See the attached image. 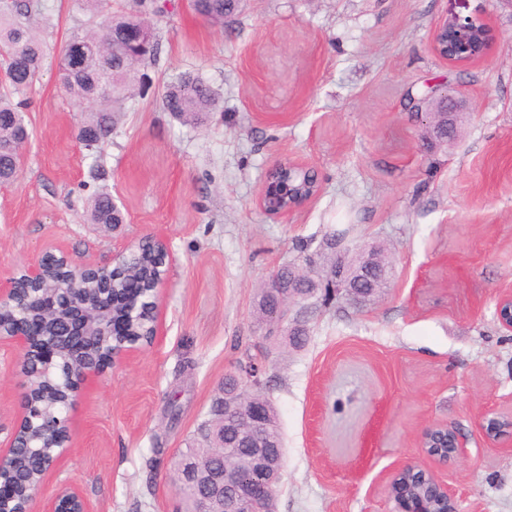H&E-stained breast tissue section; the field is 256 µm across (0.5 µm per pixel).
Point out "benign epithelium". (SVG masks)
I'll use <instances>...</instances> for the list:
<instances>
[{"label": "benign epithelium", "instance_id": "1", "mask_svg": "<svg viewBox=\"0 0 512 512\" xmlns=\"http://www.w3.org/2000/svg\"><path fill=\"white\" fill-rule=\"evenodd\" d=\"M452 28L456 47L454 51L469 49L471 39L477 29L487 30L484 24H478L471 19L453 17L440 21L432 33V45L435 53L449 62H456V58L442 52L439 43L442 32ZM432 101H441L449 112L457 114L462 111L464 103L459 93L444 88H437L431 92ZM259 209L273 219H286L299 208L301 204L291 201H270L267 191H262L258 198ZM151 243L162 255V263L157 266L150 290V301L147 307V317L151 319L150 338L153 343L160 335L159 304L165 288L170 280L171 262L167 242L160 236L149 235L137 243L127 247L113 258V266L89 263L82 266L75 265L64 251L46 250L36 261L20 269L12 276L0 280V307L16 310L21 318L18 323L5 330L0 327V344H12L19 349V363H24L35 354H42L47 366H52L54 357L60 351H76L83 349L89 355L73 360L63 378V384L69 394L66 410L52 421H44L41 428L51 432L62 430V437L54 443L56 451L48 456L42 463L38 479L27 498L16 507L13 512H35V505L43 491L45 476L56 466L58 461L70 451L66 446L69 439L68 409L71 408L81 391L83 382L90 376L99 373L105 363L90 354L91 345L100 342L111 346L110 360L128 358L138 352L143 342L131 336H123L121 332L124 324L114 318L111 309L105 305H98L92 309L87 308L82 294L72 288L70 283L93 276L102 284L109 286L112 282L113 271L118 268L122 258L130 252H136L145 243ZM59 261L68 267L70 274L66 282L54 285L48 298L56 300L57 296L64 294L71 314L60 316L52 307H45L39 314L46 330L35 333L26 322L29 312V303L19 298L21 283L40 285L50 280L49 264ZM329 276L331 282H339L343 296L355 305L368 300L365 281L368 280L366 271L356 274L348 272L343 265L336 266ZM280 272L269 277V295L275 299L276 304L270 315V321L281 324L288 322V330H293L301 322V313L308 307L306 301L311 296L299 288H284L281 286ZM497 317L501 325L512 330V295H506L497 302ZM220 414L233 421V443L249 449L251 462L248 469L238 473L233 482L224 479V465L210 462L203 467L187 464L180 470L179 484L187 485L193 492L196 512H275L274 491L272 481L268 477L270 469L275 465H283L284 450L282 444L268 435V407L262 402L244 411L240 405L239 384L224 385L221 399ZM481 427L487 437L493 441L512 438V418L502 421L498 414L487 412L482 416ZM419 447L428 459L437 465H446L449 461L466 455L467 448L463 437L454 429L446 425L434 424L427 427L421 434ZM404 472L420 473L423 479L431 481V490L424 497L403 496L397 500L395 495L394 512H439L438 507H445L444 512H463L459 501L450 493L448 487L440 482L433 470L418 464H406L391 475L390 481H395ZM45 512H89V507L72 486L60 487L55 496L47 504Z\"/></svg>", "mask_w": 512, "mask_h": 512}]
</instances>
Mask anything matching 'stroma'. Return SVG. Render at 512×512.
Here are the masks:
<instances>
[{"instance_id":"35a3bbf8","label":"stroma","mask_w":512,"mask_h":512,"mask_svg":"<svg viewBox=\"0 0 512 512\" xmlns=\"http://www.w3.org/2000/svg\"><path fill=\"white\" fill-rule=\"evenodd\" d=\"M46 38L28 92L32 133L16 180L0 187V278L63 250L108 263L145 235L172 256L162 336L85 384L70 412L71 452L43 497L75 486L91 512H175V458L198 435L227 376L263 366L285 448L276 512H393L386 482L428 465L422 428L466 439L436 467L463 512H512V444L494 443L487 409L512 415V331L495 314L512 291V6L506 0H246L224 26L168 0L154 93L127 105L99 158L75 137L84 113L58 84L59 50L99 24L83 0H42ZM456 15L487 25L483 57L464 66L432 51ZM192 71L219 94L202 125L162 111L170 79ZM440 84L467 101L459 134L423 143L409 98ZM314 166L317 197L285 221L255 199L276 160ZM126 223L89 221L100 191ZM341 250L385 247L386 292L361 305L312 306L306 345L266 339L256 294L287 264L328 268ZM19 352L0 346V446L21 412Z\"/></svg>"}]
</instances>
